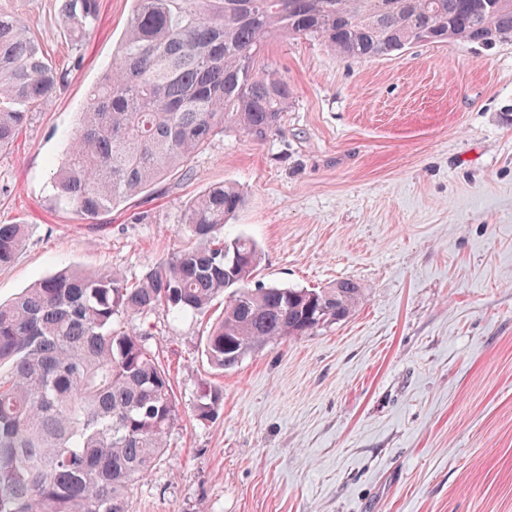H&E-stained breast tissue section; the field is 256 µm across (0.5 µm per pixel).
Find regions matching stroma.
Masks as SVG:
<instances>
[{
  "mask_svg": "<svg viewBox=\"0 0 512 512\" xmlns=\"http://www.w3.org/2000/svg\"><path fill=\"white\" fill-rule=\"evenodd\" d=\"M0 6L68 72L0 153V224L28 227L1 302L69 267L139 279L183 245L190 201L225 182L244 194L225 232L260 246L257 282L364 290L345 322L221 375L202 349L223 299L203 317L152 314L179 420L133 512H512V38L367 59L276 39L260 67L292 97L275 131L216 136L187 171L88 222L51 181L132 0H100L76 46L59 0ZM213 382L224 406L198 420Z\"/></svg>",
  "mask_w": 512,
  "mask_h": 512,
  "instance_id": "1",
  "label": "stroma"
}]
</instances>
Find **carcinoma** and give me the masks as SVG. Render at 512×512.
<instances>
[{"label": "carcinoma", "instance_id": "cac0c4a2", "mask_svg": "<svg viewBox=\"0 0 512 512\" xmlns=\"http://www.w3.org/2000/svg\"><path fill=\"white\" fill-rule=\"evenodd\" d=\"M116 58L90 91L54 199L95 220L183 169L213 137L276 130L291 88L261 71L272 38H313L352 58L419 42L490 46L512 37V0H133ZM71 41H82L98 0H64ZM65 79L30 28L0 11V151ZM231 183L198 195L182 223L188 242L135 282L118 271L71 269L0 303V512H131L138 482L160 461L179 419L169 370L135 323L162 309L203 313L224 295L204 344L224 371L256 349L346 321L363 288L251 287L262 254L224 236L242 208ZM26 224H0V268L23 247ZM241 261L224 277V251ZM224 403L204 387L201 420Z\"/></svg>", "mask_w": 512, "mask_h": 512}]
</instances>
